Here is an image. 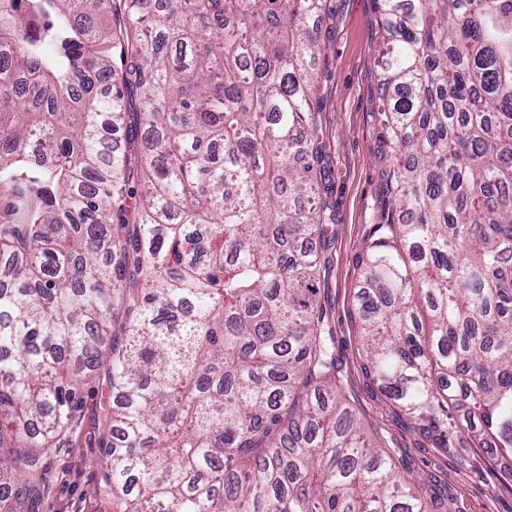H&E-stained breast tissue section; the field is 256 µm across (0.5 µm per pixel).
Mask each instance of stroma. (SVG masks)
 <instances>
[{
  "mask_svg": "<svg viewBox=\"0 0 512 512\" xmlns=\"http://www.w3.org/2000/svg\"><path fill=\"white\" fill-rule=\"evenodd\" d=\"M308 26L325 36L327 51L315 61L322 109L316 116L326 183L322 190L336 220L329 225L330 268L321 285V301L336 336L342 385L365 435L384 441L397 464L426 483L428 495L451 512H512V484L502 474L505 461L459 445L442 450L432 431L389 400L368 371L356 293L361 260L377 236V223L388 203L384 187L389 162L383 156L377 67L380 15L376 0H331V11L309 18ZM106 385L84 393V417L70 447L49 458L44 480L49 494L39 512H110L100 489L107 472L97 445Z\"/></svg>",
  "mask_w": 512,
  "mask_h": 512,
  "instance_id": "obj_1",
  "label": "stroma"
}]
</instances>
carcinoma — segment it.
I'll return each instance as SVG.
<instances>
[{
    "instance_id": "obj_1",
    "label": "carcinoma",
    "mask_w": 512,
    "mask_h": 512,
    "mask_svg": "<svg viewBox=\"0 0 512 512\" xmlns=\"http://www.w3.org/2000/svg\"><path fill=\"white\" fill-rule=\"evenodd\" d=\"M329 2L0 0L3 512H36L101 378L111 512H438L320 302ZM377 3L401 221L362 260L372 373L446 449L511 457L512 0Z\"/></svg>"
}]
</instances>
